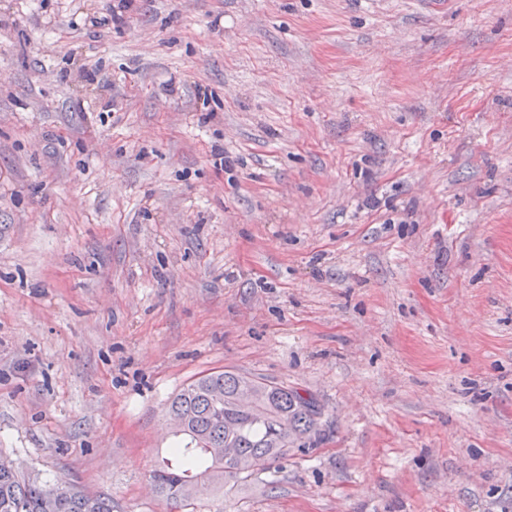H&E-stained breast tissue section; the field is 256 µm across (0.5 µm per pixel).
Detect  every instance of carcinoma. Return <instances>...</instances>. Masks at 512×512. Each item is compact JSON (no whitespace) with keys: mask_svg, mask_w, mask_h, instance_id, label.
Wrapping results in <instances>:
<instances>
[{"mask_svg":"<svg viewBox=\"0 0 512 512\" xmlns=\"http://www.w3.org/2000/svg\"><path fill=\"white\" fill-rule=\"evenodd\" d=\"M167 410L184 421L180 434L189 442L171 450L172 462L155 470L153 482L156 493L185 512L229 481L257 478L286 457L291 445L309 442L319 415L313 398L299 390L232 370L198 377ZM226 447L240 449L246 466L224 460ZM42 485L18 471L0 470V512H112L109 498L66 484L48 504Z\"/></svg>","mask_w":512,"mask_h":512,"instance_id":"1","label":"carcinoma"}]
</instances>
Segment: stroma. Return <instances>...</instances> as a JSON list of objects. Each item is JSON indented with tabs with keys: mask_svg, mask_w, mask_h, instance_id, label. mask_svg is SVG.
I'll return each mask as SVG.
<instances>
[{
	"mask_svg": "<svg viewBox=\"0 0 512 512\" xmlns=\"http://www.w3.org/2000/svg\"><path fill=\"white\" fill-rule=\"evenodd\" d=\"M117 3L0 0V457L170 512L229 369L320 415L197 512H512V0Z\"/></svg>",
	"mask_w": 512,
	"mask_h": 512,
	"instance_id": "stroma-1",
	"label": "stroma"
}]
</instances>
